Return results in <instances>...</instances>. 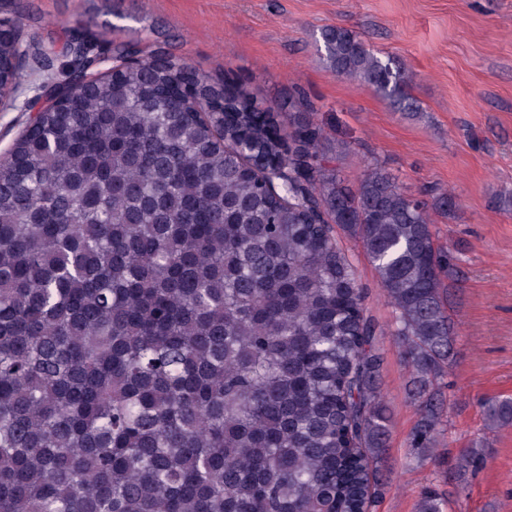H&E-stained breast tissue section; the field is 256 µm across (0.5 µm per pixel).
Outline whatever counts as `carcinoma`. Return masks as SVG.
Returning <instances> with one entry per match:
<instances>
[{
	"instance_id": "obj_1",
	"label": "carcinoma",
	"mask_w": 512,
	"mask_h": 512,
	"mask_svg": "<svg viewBox=\"0 0 512 512\" xmlns=\"http://www.w3.org/2000/svg\"><path fill=\"white\" fill-rule=\"evenodd\" d=\"M320 37L336 75L412 109L393 60L346 28ZM22 46L61 101L0 158V512H367L390 412L334 227L393 308L426 448L454 341L430 212L453 217L454 197L413 198L375 159L349 182L306 100L262 112L163 49H58L0 18V63ZM104 57L128 64L90 93L72 81ZM486 416L512 423V398ZM445 505L428 488L419 512Z\"/></svg>"
}]
</instances>
